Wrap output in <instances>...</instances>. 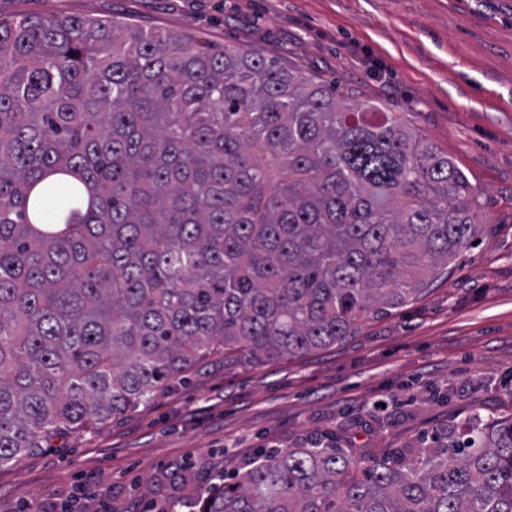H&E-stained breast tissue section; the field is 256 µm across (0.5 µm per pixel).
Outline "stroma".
<instances>
[{
	"mask_svg": "<svg viewBox=\"0 0 512 512\" xmlns=\"http://www.w3.org/2000/svg\"><path fill=\"white\" fill-rule=\"evenodd\" d=\"M0 14L119 18L339 82L448 154L486 223L421 297L343 342L266 363L215 353L150 405L58 435L0 470V512H146L259 448L332 436L368 460L512 413V0H0Z\"/></svg>",
	"mask_w": 512,
	"mask_h": 512,
	"instance_id": "1",
	"label": "stroma"
}]
</instances>
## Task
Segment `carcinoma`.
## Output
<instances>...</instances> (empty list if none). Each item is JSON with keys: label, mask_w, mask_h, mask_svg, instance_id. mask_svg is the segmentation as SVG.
<instances>
[{"label": "carcinoma", "mask_w": 512, "mask_h": 512, "mask_svg": "<svg viewBox=\"0 0 512 512\" xmlns=\"http://www.w3.org/2000/svg\"><path fill=\"white\" fill-rule=\"evenodd\" d=\"M393 112L238 45L0 16V469L150 404L222 348L354 336L482 231ZM188 512H512V414L358 463L260 452Z\"/></svg>", "instance_id": "cac0c4a2"}]
</instances>
